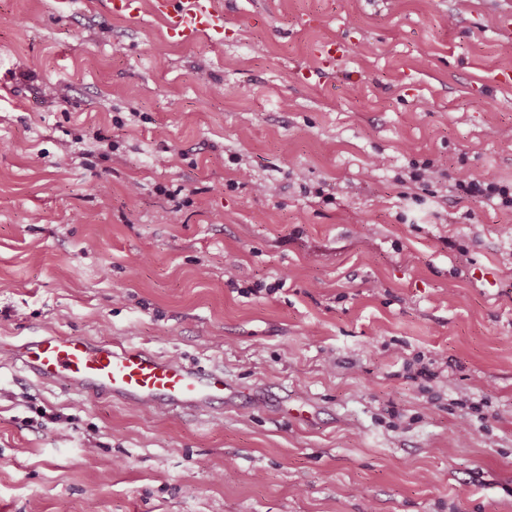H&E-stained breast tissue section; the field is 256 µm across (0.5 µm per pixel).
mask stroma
Masks as SVG:
<instances>
[{
    "label": "stroma",
    "instance_id": "stroma-1",
    "mask_svg": "<svg viewBox=\"0 0 512 512\" xmlns=\"http://www.w3.org/2000/svg\"><path fill=\"white\" fill-rule=\"evenodd\" d=\"M140 2L0 0V342L218 364L224 410L0 357V512H512V212L459 187L512 184V0H223L182 46Z\"/></svg>",
    "mask_w": 512,
    "mask_h": 512
}]
</instances>
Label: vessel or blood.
<instances>
[{
    "instance_id": "vessel-or-blood-1",
    "label": "vessel or blood",
    "mask_w": 512,
    "mask_h": 512,
    "mask_svg": "<svg viewBox=\"0 0 512 512\" xmlns=\"http://www.w3.org/2000/svg\"><path fill=\"white\" fill-rule=\"evenodd\" d=\"M153 10L163 19L171 43L224 38L223 0H154ZM10 352L37 382H60L90 398L198 415L224 406L221 369L188 364L143 346L49 335L11 347Z\"/></svg>"
}]
</instances>
